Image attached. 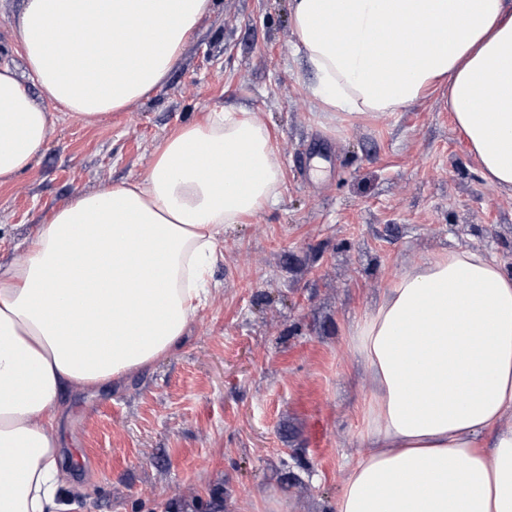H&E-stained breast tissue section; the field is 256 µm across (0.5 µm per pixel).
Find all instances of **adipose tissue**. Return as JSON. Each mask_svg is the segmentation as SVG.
<instances>
[{"label": "adipose tissue", "mask_w": 512, "mask_h": 512, "mask_svg": "<svg viewBox=\"0 0 512 512\" xmlns=\"http://www.w3.org/2000/svg\"><path fill=\"white\" fill-rule=\"evenodd\" d=\"M215 4L24 0L30 78L0 64V187L30 169L57 116L92 124L159 87ZM290 17L320 112H397L447 86L483 177L512 188V0H291ZM65 34L76 49L58 46ZM281 177L265 125L207 113L139 178L54 210L23 262L0 271V512H63L61 393L176 349L225 225L275 205ZM350 344L375 379L362 406L370 451L336 512H512V271L467 248L428 257Z\"/></svg>", "instance_id": "obj_1"}]
</instances>
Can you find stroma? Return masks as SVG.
Returning a JSON list of instances; mask_svg holds the SVG:
<instances>
[{
  "instance_id": "35a3bbf8",
  "label": "stroma",
  "mask_w": 512,
  "mask_h": 512,
  "mask_svg": "<svg viewBox=\"0 0 512 512\" xmlns=\"http://www.w3.org/2000/svg\"><path fill=\"white\" fill-rule=\"evenodd\" d=\"M294 41L289 0H221L161 86L96 123H55L31 169L0 187L3 270L73 195L144 174L212 110L262 122L281 163L278 204L225 227L183 343L66 391L68 512H334L349 461L369 451L355 322L431 254L480 250L512 270V190L483 179L447 90L331 118Z\"/></svg>"
}]
</instances>
